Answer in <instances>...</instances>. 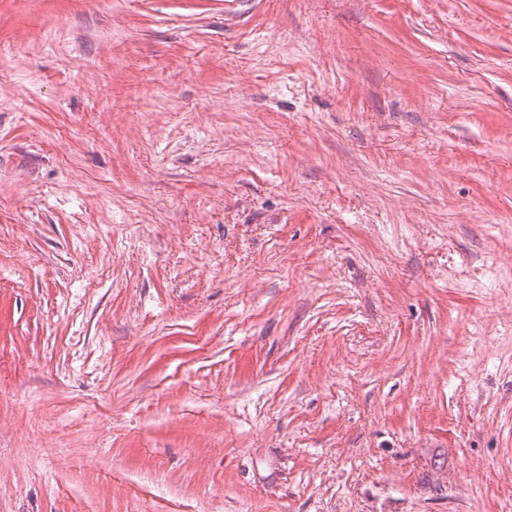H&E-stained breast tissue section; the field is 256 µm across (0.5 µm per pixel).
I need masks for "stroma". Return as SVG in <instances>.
<instances>
[{
  "mask_svg": "<svg viewBox=\"0 0 512 512\" xmlns=\"http://www.w3.org/2000/svg\"><path fill=\"white\" fill-rule=\"evenodd\" d=\"M0 512H512V0H0Z\"/></svg>",
  "mask_w": 512,
  "mask_h": 512,
  "instance_id": "obj_1",
  "label": "stroma"
}]
</instances>
